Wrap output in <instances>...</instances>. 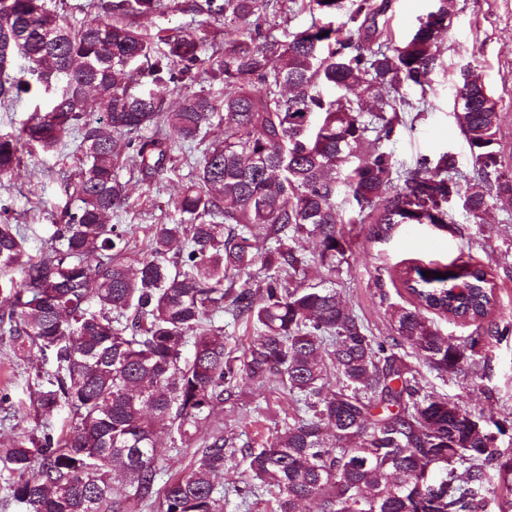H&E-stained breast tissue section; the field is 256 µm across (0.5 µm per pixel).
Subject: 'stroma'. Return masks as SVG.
Returning a JSON list of instances; mask_svg holds the SVG:
<instances>
[{"label":"stroma","mask_w":512,"mask_h":512,"mask_svg":"<svg viewBox=\"0 0 512 512\" xmlns=\"http://www.w3.org/2000/svg\"><path fill=\"white\" fill-rule=\"evenodd\" d=\"M437 0H388L384 16L395 41L405 39L419 18L434 10ZM441 65L431 75L427 89L428 107L412 128L400 130L385 142L397 166L415 168L420 157L454 154L459 169L471 172L472 159L467 142L454 117L455 85L461 72H474L490 89L503 113L497 135V149L506 171L512 172V0H454L450 24L441 36ZM223 128L212 122L204 143L175 148L173 169L157 182L142 178L127 168L129 207L114 214L115 224L133 225L137 248L127 251L124 261L137 268L142 257L140 243L146 242L154 225L168 221L172 202L186 185L189 165L201 157L205 142L221 138ZM79 156L73 144L55 153L39 152L24 157L10 177L0 178V209L10 220L26 229L27 248L36 255L50 243V226L58 222L65 204L74 203L73 184L79 172ZM448 210L453 222L448 227L411 224L397 228L392 237L375 241L366 224L343 227L351 249L335 274H328L317 261L315 238H296L298 251L307 263L300 281L305 285L336 288L341 299L363 320L377 340L391 343L404 357L425 393L447 398L488 428L497 429V445L512 454V211L492 209L481 223L473 221L459 202ZM442 266L465 262L487 270L495 287L496 304L486 326L498 328L495 336H483L469 352L459 371L434 369L409 344L397 342L391 313L409 308L413 298L405 288L401 271L409 263ZM39 357L21 362L14 358L7 337L0 336V445L40 427L31 397ZM294 414V405L277 383L264 385L241 381L234 403L217 407L211 421L223 425L225 435L237 445L255 448L274 442L284 422Z\"/></svg>","instance_id":"stroma-1"}]
</instances>
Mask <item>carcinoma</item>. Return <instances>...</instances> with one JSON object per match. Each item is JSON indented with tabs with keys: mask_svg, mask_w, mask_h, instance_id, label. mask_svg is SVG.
<instances>
[{
	"mask_svg": "<svg viewBox=\"0 0 512 512\" xmlns=\"http://www.w3.org/2000/svg\"><path fill=\"white\" fill-rule=\"evenodd\" d=\"M80 26L51 0H0V107L41 97L27 120L0 133V175L24 153L50 154L67 138L85 162L73 194L52 225L49 250L33 259L22 228L0 221V332L15 359L39 352L31 403L42 415L67 409L0 448L3 510L145 512L165 480L164 512H224V467L240 455L247 477L234 492L270 512H477L496 497L494 479L512 478V457L480 421L450 400L421 394L407 362L367 334L336 289L296 283L306 259L291 245L304 233L319 242L329 273L345 259L337 199L354 203L350 224L372 219L370 235L401 224L453 223L448 195L479 223L490 206L512 210V178L499 171L498 103L477 77L462 74L454 114L473 171L444 152L412 170L370 148L407 126L426 105L448 28L440 0L399 45L378 25L377 0H102ZM305 10L318 21L282 42L262 27ZM162 12L206 16L235 28L223 46L182 27L147 35L136 21ZM212 53L203 57L205 44ZM18 72H7L17 57ZM208 65L222 99L191 89ZM144 66L135 90L129 70ZM180 88L166 102L159 89ZM336 89L330 99L321 87ZM385 91L366 106L362 91ZM420 90L413 98L409 90ZM219 116L224 137L196 161L173 201L177 218L154 225L136 272L119 256L133 242L129 224H111L128 207L122 172L151 181L168 171L170 140L190 146ZM164 126L169 138L142 135ZM262 235L261 254L250 238ZM260 265L258 287L241 280ZM411 263L401 271L415 300L392 313L399 338L435 369L454 373L465 347L421 316L481 322L495 305L482 268ZM430 275L425 276L423 272ZM440 276H435V273ZM222 311L256 327L240 356L227 350ZM278 381L303 407L267 448H238L215 426L214 409L239 381ZM336 388H331V381ZM192 450L190 468L167 473L157 449Z\"/></svg>",
	"mask_w": 512,
	"mask_h": 512,
	"instance_id": "cac0c4a2",
	"label": "carcinoma"
}]
</instances>
